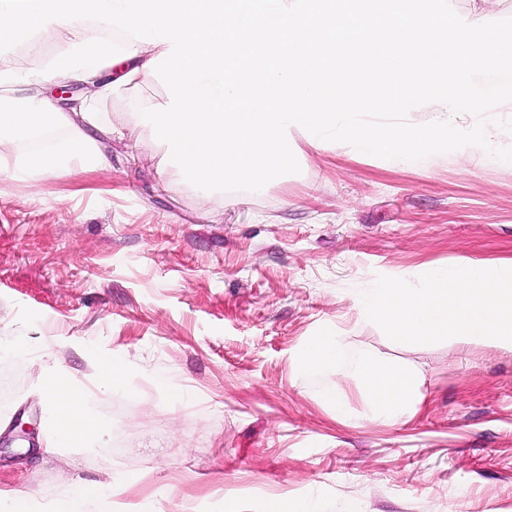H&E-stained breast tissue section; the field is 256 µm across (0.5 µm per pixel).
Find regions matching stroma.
Listing matches in <instances>:
<instances>
[{
  "label": "stroma",
  "mask_w": 512,
  "mask_h": 512,
  "mask_svg": "<svg viewBox=\"0 0 512 512\" xmlns=\"http://www.w3.org/2000/svg\"><path fill=\"white\" fill-rule=\"evenodd\" d=\"M163 83L116 89L114 127L162 102ZM106 170L30 188L0 179V494L42 512L75 481L125 485L116 512H262L267 495L315 512H512V352L441 342L423 410L347 425L321 406L335 374L294 375L322 326L341 368L396 357L355 306L377 275L512 263V166L466 146L420 161L315 148L257 192L200 198L159 171L145 128L103 144ZM124 381L99 384L102 356ZM69 375L106 434L61 448L40 391ZM30 428L20 435L15 421Z\"/></svg>",
  "instance_id": "1"
}]
</instances>
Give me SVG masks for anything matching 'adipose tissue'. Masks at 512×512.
Masks as SVG:
<instances>
[{"instance_id":"1","label":"adipose tissue","mask_w":512,"mask_h":512,"mask_svg":"<svg viewBox=\"0 0 512 512\" xmlns=\"http://www.w3.org/2000/svg\"><path fill=\"white\" fill-rule=\"evenodd\" d=\"M108 24L85 21L48 24L57 39L53 63L38 71L24 70L19 56H0V177L33 185L66 174L72 166L94 170L111 160L100 146V135L114 134L102 122L100 103L112 95L117 83H147L146 64L167 50V43L146 44L124 35L120 45L107 53L94 52ZM81 86L79 98L49 94L54 85ZM340 338L326 326L310 336L292 360L295 374L337 368ZM424 371L406 360L391 364L381 358L366 359L355 378H341L325 391L322 403L336 419L362 422L406 423L423 407ZM357 390L361 409H354L350 390ZM43 396L52 411V423L62 443L80 448L103 435L106 423L92 419L83 397L72 381L56 375L45 385ZM120 479L111 483L80 481L67 485L55 500L52 512H112V499Z\"/></svg>"}]
</instances>
